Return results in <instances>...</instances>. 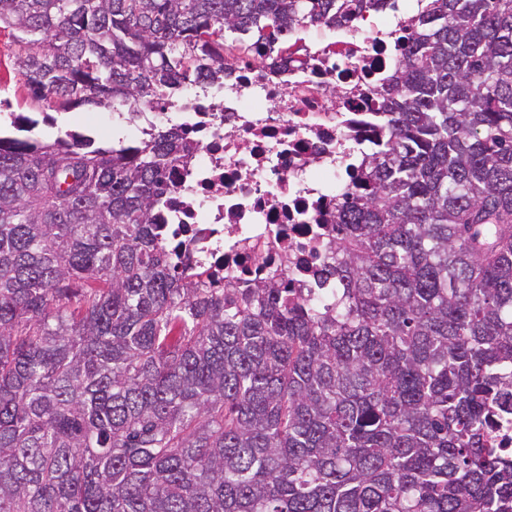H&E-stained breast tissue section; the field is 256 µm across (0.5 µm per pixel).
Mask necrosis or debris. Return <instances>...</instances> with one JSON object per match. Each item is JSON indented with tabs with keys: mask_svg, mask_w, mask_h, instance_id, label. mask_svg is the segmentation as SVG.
Returning a JSON list of instances; mask_svg holds the SVG:
<instances>
[{
	"mask_svg": "<svg viewBox=\"0 0 512 512\" xmlns=\"http://www.w3.org/2000/svg\"><path fill=\"white\" fill-rule=\"evenodd\" d=\"M407 24L382 30L357 20L290 59L254 41L245 54H225L223 82L142 111L138 139L162 114L196 147L170 171L167 241L207 268L211 283L246 288L281 277L313 305L329 304L318 283L336 201L376 139L372 92L399 58Z\"/></svg>",
	"mask_w": 512,
	"mask_h": 512,
	"instance_id": "4bbe7bcc",
	"label": "necrosis or debris"
}]
</instances>
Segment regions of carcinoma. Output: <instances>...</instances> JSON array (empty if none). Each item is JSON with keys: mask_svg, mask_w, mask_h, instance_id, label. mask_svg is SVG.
<instances>
[{"mask_svg": "<svg viewBox=\"0 0 512 512\" xmlns=\"http://www.w3.org/2000/svg\"><path fill=\"white\" fill-rule=\"evenodd\" d=\"M338 202L336 304L213 288L161 241L141 148L0 131V512H512V0H416ZM398 0H0L51 106L138 108L224 48ZM79 281L75 290L69 282ZM494 448H501L503 453H512V415H503L491 433Z\"/></svg>", "mask_w": 512, "mask_h": 512, "instance_id": "1", "label": "carcinoma"}]
</instances>
